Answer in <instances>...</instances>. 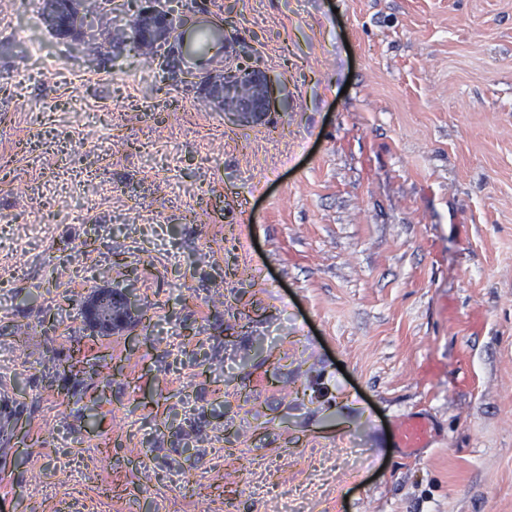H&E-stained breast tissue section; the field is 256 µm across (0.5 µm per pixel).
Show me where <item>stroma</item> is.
<instances>
[{
    "instance_id": "1",
    "label": "stroma",
    "mask_w": 512,
    "mask_h": 512,
    "mask_svg": "<svg viewBox=\"0 0 512 512\" xmlns=\"http://www.w3.org/2000/svg\"><path fill=\"white\" fill-rule=\"evenodd\" d=\"M165 5L287 111L231 116L126 14L89 65L0 0V234L50 227L0 247V512H512V0ZM133 271L147 321L98 332ZM32 227V232L24 238L15 239L13 242L14 248L22 251L28 256L39 258L44 261L45 256L43 255V243L48 225L34 224ZM434 436L435 428L432 422L421 414L405 417L395 425L398 448H403L409 453L430 447Z\"/></svg>"
}]
</instances>
